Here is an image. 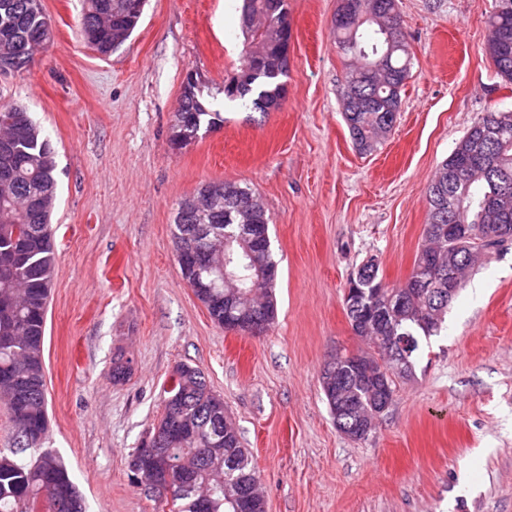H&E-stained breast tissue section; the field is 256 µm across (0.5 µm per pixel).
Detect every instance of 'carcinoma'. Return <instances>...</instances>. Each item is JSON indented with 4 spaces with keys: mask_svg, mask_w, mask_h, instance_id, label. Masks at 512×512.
<instances>
[{
    "mask_svg": "<svg viewBox=\"0 0 512 512\" xmlns=\"http://www.w3.org/2000/svg\"><path fill=\"white\" fill-rule=\"evenodd\" d=\"M395 0H339L332 24L336 45L345 60L342 89L343 118L354 147L376 150L392 130L401 106V93L412 76V54L400 14L388 6ZM131 0H85L78 32L102 55L115 50L113 41L134 15ZM286 0H249L242 9L241 33L245 49L236 75L224 83V98L242 100L250 95L252 108L268 112L279 106L288 74L286 32L290 19ZM50 18L41 0H0V62L32 36L39 37L35 54L52 38ZM486 52L497 75L512 83V0H495L487 20ZM259 50L279 57L274 69L247 67L250 54ZM182 119L210 129L224 123L196 88L182 91ZM11 139L0 168L11 167L7 182L0 181V397L16 432V448L0 452V512H36L39 499L51 501L48 473L65 488L84 512L83 498L65 464L51 452L31 462L19 454L40 443L46 433L47 401L41 345L47 300L54 269V240L50 219L57 196L55 151L31 121L14 105L0 104V138ZM222 199L215 223L224 232V264L233 287L217 288L199 300L212 320L225 326L249 311L262 313L274 323L273 300L277 262L272 258L269 217L252 189L237 182L209 184ZM38 207L28 206L30 199ZM428 223L405 285L390 287L379 277V266L361 265L349 282L356 293L344 301L347 317L358 336L372 342L363 357L381 356L394 378L412 374L420 339L437 335L448 314V274L464 288L468 273L512 240V110L488 112L475 121L449 157L433 175L426 194ZM450 224L477 225L486 235L479 251L460 234H448ZM262 253L264 268L271 270L254 285L257 267L249 252ZM131 371L123 354L112 358V380L121 382ZM346 378L350 386L341 396L355 401L354 414L335 420L339 431L356 419L365 420L375 407L370 380L354 369ZM164 412L152 432H163L170 417L181 418L187 437L179 447L142 468L145 481L162 477L171 495L170 512H261L260 477L249 451L242 447L234 423L224 427L222 456L213 455L216 432L205 423L215 394L204 373L187 364L174 371L163 390Z\"/></svg>",
    "mask_w": 512,
    "mask_h": 512,
    "instance_id": "cac0c4a2",
    "label": "carcinoma"
}]
</instances>
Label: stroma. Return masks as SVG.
Returning a JSON list of instances; mask_svg holds the SVG:
<instances>
[{
    "label": "stroma",
    "instance_id": "35a3bbf8",
    "mask_svg": "<svg viewBox=\"0 0 512 512\" xmlns=\"http://www.w3.org/2000/svg\"><path fill=\"white\" fill-rule=\"evenodd\" d=\"M42 4L50 44L0 75V103L27 110L57 164L48 426L24 459L59 456L87 512H163L129 461L163 413L164 382L189 364L223 397L267 512H512V241L470 273L367 440L337 429L319 382L334 355L365 347L346 315L350 277L373 257L388 285L406 282L434 172L479 117L512 110L485 51L494 0H398L414 66L370 154L342 117L337 0H288L285 99L264 113L224 99L243 51L241 0H147L107 56L78 35L82 0ZM189 70L224 124L176 150ZM225 181L248 184L270 218L276 319L258 338L214 323L176 259L178 203ZM120 351L131 375L116 383Z\"/></svg>",
    "mask_w": 512,
    "mask_h": 512
}]
</instances>
